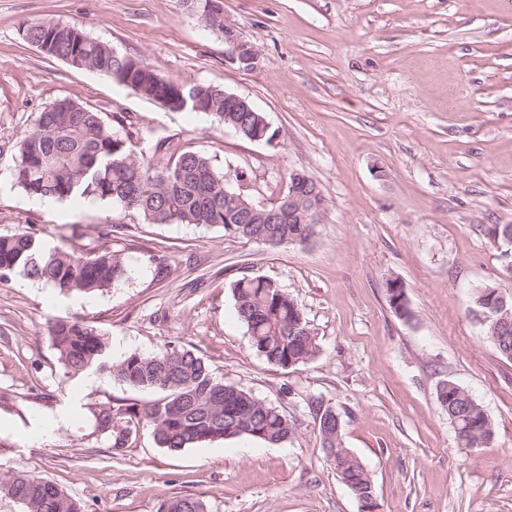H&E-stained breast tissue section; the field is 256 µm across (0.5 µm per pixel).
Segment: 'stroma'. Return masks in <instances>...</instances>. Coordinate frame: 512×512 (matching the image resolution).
Here are the masks:
<instances>
[{
	"label": "stroma",
	"instance_id": "obj_1",
	"mask_svg": "<svg viewBox=\"0 0 512 512\" xmlns=\"http://www.w3.org/2000/svg\"><path fill=\"white\" fill-rule=\"evenodd\" d=\"M224 15L256 48L254 70L180 0H0V233L108 247L130 268L95 294L61 295L21 276L0 284V471L49 478L84 512H160L182 496L207 512H359L322 451V405L340 415L378 512H512V361L468 313L479 288H512L486 233L512 224V0H224ZM38 20L246 97L275 137L242 139L205 113L170 110L48 56L22 33ZM64 97L131 133L147 160L167 140L245 172L258 204L306 172L326 198L323 221L307 242L270 247L149 224L93 197L29 196L10 176L18 142ZM107 224L118 230L104 238ZM246 275L298 303L320 346L307 364L284 369L252 348L232 293ZM391 278L412 319L390 309ZM69 318L105 334L115 361L188 348L298 430L282 444L242 436L170 451L142 426L114 451L90 412L159 394L96 368L68 372L47 325ZM447 380L484 407L491 444L458 445L437 399Z\"/></svg>",
	"mask_w": 512,
	"mask_h": 512
}]
</instances>
